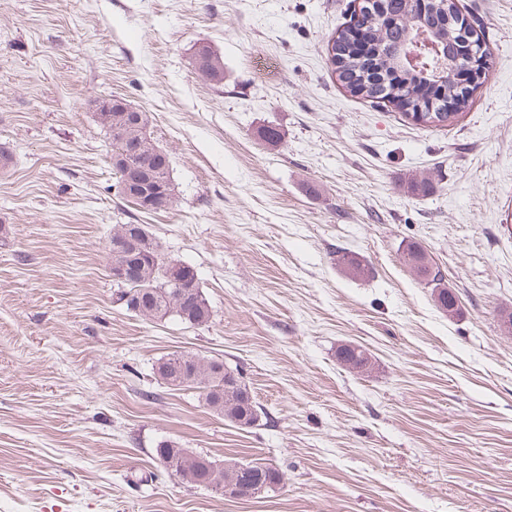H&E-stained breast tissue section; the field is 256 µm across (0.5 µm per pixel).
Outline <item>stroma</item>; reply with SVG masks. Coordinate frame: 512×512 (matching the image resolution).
I'll return each mask as SVG.
<instances>
[{
  "mask_svg": "<svg viewBox=\"0 0 512 512\" xmlns=\"http://www.w3.org/2000/svg\"><path fill=\"white\" fill-rule=\"evenodd\" d=\"M461 2L493 63L469 110L426 127L332 72L350 0H0V512H512V0ZM202 40L222 83L193 68ZM106 97L148 113L170 208L118 194ZM128 223L194 268L208 325L118 303L106 242ZM180 351L236 369L259 426L161 384ZM162 440L284 482L224 498L171 478ZM338 358L348 367L355 365L361 372L367 371L371 364L370 358L365 350L351 344L344 345L338 350Z\"/></svg>",
  "mask_w": 512,
  "mask_h": 512,
  "instance_id": "35a3bbf8",
  "label": "stroma"
}]
</instances>
